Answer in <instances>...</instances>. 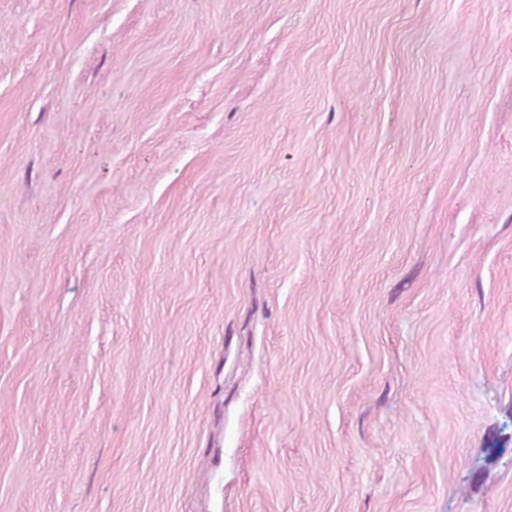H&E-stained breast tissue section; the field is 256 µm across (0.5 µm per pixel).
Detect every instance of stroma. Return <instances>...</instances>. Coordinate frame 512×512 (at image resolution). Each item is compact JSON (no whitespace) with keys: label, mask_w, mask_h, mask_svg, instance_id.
I'll list each match as a JSON object with an SVG mask.
<instances>
[{"label":"stroma","mask_w":512,"mask_h":512,"mask_svg":"<svg viewBox=\"0 0 512 512\" xmlns=\"http://www.w3.org/2000/svg\"><path fill=\"white\" fill-rule=\"evenodd\" d=\"M0 512H512V0H0Z\"/></svg>","instance_id":"obj_1"}]
</instances>
